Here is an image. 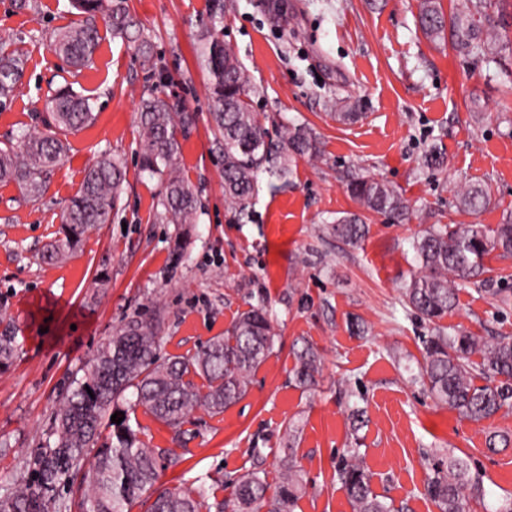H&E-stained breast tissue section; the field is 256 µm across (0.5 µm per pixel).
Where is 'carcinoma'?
Here are the masks:
<instances>
[{"mask_svg":"<svg viewBox=\"0 0 512 512\" xmlns=\"http://www.w3.org/2000/svg\"><path fill=\"white\" fill-rule=\"evenodd\" d=\"M78 20L60 28L51 50L71 64H89L102 36L97 18L105 21L112 38L138 44L148 62L151 37L130 14L126 0H71ZM417 24L433 39L450 34L452 44L466 54L496 55L495 21L483 0H464L462 7L445 16L441 0H422ZM197 56L209 76L214 101V141L224 159V199L238 216L249 214L257 193V175L264 171L279 181L288 178L296 157L319 154L317 138L305 124L271 134L252 110L248 69L218 38L207 33L197 46ZM26 64L16 50L0 49V100L14 97ZM90 98L71 87L55 90L47 103L41 127L23 128L18 146L0 148V183L13 182L33 199L46 187L47 175L58 165L64 144L63 131L94 123ZM195 120L192 112L178 108L154 89L144 91L138 130L142 170L163 181L155 220L162 224H195L201 204L193 187L174 165L180 153L179 134ZM126 171L122 158L103 154L85 169L78 191L68 201L61 232L42 252L41 261L57 264L72 254L82 238L100 224L112 223L118 210ZM350 196L368 211L395 222L409 219L410 208L391 185L366 177L346 181ZM464 211H481L491 203L488 188L469 184L459 192ZM336 235L353 247L363 242L368 225L353 214L337 221ZM420 271L404 289V306L431 323L452 311L458 282L481 277L484 258L494 250L512 255V219L496 228L483 224H434L413 239ZM160 318L132 319L116 328L109 340L81 368L53 413L54 440L37 449L29 467L32 478L0 498V512H58L65 503L56 493L83 475L86 490L75 503L79 512H131L132 505L158 478L161 453L139 437L130 412L144 413L177 429L191 413L203 408L213 415L245 396L252 378L272 355L275 333L266 312L254 308L238 316L224 334L212 337L190 356L160 360L157 354ZM17 352L16 329L6 322L0 330V370L10 366ZM477 355L480 361L472 360ZM296 381L303 387L316 383L320 357L309 345L295 351ZM422 377L431 395L473 422L489 419L512 408V338L485 340L465 333L449 335L435 328L425 341ZM483 384H476V380ZM135 400L121 408L127 391ZM124 413L121 423L111 424L108 441L99 443V429L108 412ZM491 452L512 446V434L491 430L486 434ZM94 462L85 466L88 455ZM353 512H404L375 494L370 477L355 456L336 465ZM306 483L293 451L282 461L278 484L270 488L267 475L253 470L236 482L231 499L224 501L205 488L174 487L157 493L147 512H294L305 494ZM431 495L442 512H469L471 501L482 495L479 472L468 460L448 458V469H434Z\"/></svg>","mask_w":512,"mask_h":512,"instance_id":"carcinoma-1","label":"carcinoma"}]
</instances>
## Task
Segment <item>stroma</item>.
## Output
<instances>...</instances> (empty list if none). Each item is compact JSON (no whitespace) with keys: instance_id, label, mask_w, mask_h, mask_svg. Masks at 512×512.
Segmentation results:
<instances>
[{"instance_id":"obj_1","label":"stroma","mask_w":512,"mask_h":512,"mask_svg":"<svg viewBox=\"0 0 512 512\" xmlns=\"http://www.w3.org/2000/svg\"><path fill=\"white\" fill-rule=\"evenodd\" d=\"M419 2L127 0L153 37V66L108 36L77 70L49 48L73 18L70 0H31L28 9L0 0V40L27 58L17 96L0 107V146L33 125L59 87L90 97L96 114L92 125L62 133L67 152L40 199L0 184V305L19 344L0 373V496L26 478L59 399L119 324L159 314L160 357L188 356L254 307L266 310L276 338L241 400L220 415L196 410L178 430L137 413L142 440L169 454L157 488L218 486L227 498L257 467L274 484L291 448L307 480L296 512H352L336 477L350 451L372 490L409 512H440L429 480L434 463L452 456L483 473L472 512H496L512 496V447L493 454L485 445L488 429L512 432V411L472 422L437 404L420 374L432 326L402 304L418 270L417 235L512 216V0H486L500 20L493 61L427 39ZM206 32L250 71L252 106L268 128L305 124L319 138L318 158H296L288 181L273 187L259 174L239 221L224 201L208 76L195 56ZM151 86L196 116L176 159L202 205L195 224L154 219L161 181L142 171L138 146L139 101ZM105 151L126 160L118 214L65 262L42 263L85 168ZM432 152L442 165L428 166ZM349 172L395 186L411 220L361 210L345 190ZM474 183L488 186L492 202L469 214L456 195ZM349 213L369 226L357 248L332 230ZM485 264L484 282L460 283L456 309L440 321L448 333L512 337V306L492 294L512 285V258L492 254ZM304 342L322 357L311 387L294 379L292 348ZM355 408L364 412L359 426Z\"/></svg>"}]
</instances>
